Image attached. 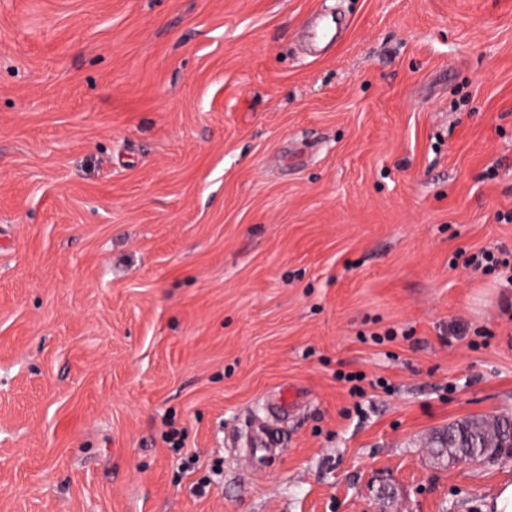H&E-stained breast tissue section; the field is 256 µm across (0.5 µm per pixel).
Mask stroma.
Masks as SVG:
<instances>
[{"label":"stroma","mask_w":512,"mask_h":512,"mask_svg":"<svg viewBox=\"0 0 512 512\" xmlns=\"http://www.w3.org/2000/svg\"><path fill=\"white\" fill-rule=\"evenodd\" d=\"M511 211L512 0H0V512H484ZM485 420L491 419L478 417L469 418L448 424V427H451L452 425L457 424L459 422L470 421L472 423L470 429H468L466 432L451 431L452 435L464 440L465 446H467L473 452H482L485 450L495 452L499 448H484L486 439L488 438V434L483 430L481 425Z\"/></svg>","instance_id":"stroma-1"}]
</instances>
